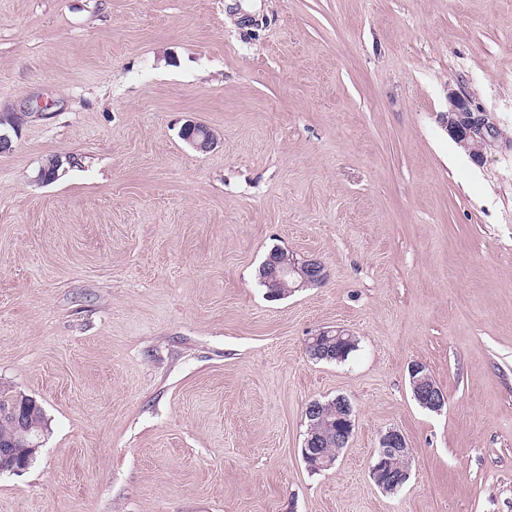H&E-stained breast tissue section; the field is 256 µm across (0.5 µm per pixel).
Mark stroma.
Wrapping results in <instances>:
<instances>
[{"label": "stroma", "instance_id": "35a3bbf8", "mask_svg": "<svg viewBox=\"0 0 512 512\" xmlns=\"http://www.w3.org/2000/svg\"><path fill=\"white\" fill-rule=\"evenodd\" d=\"M0 132V386L46 423L0 512H512V0H0ZM277 249L326 280L269 298ZM451 105V111L445 117L444 123L455 138L462 144H468L471 140L482 141L486 129L484 119L475 116L466 99L461 96L451 99ZM324 336H332L333 338H336V341L330 340L328 343L326 342L329 346H325V353H328L330 358L327 359L325 357H322L319 358L320 360L343 362L348 360L349 356L357 350L356 339L347 330L341 328H336V330H320L319 332L313 334L308 338L307 351L308 353H310L311 356L324 354V352L321 351L319 345L320 339ZM336 343L345 344L346 346L352 347L342 348L340 346H336ZM409 374L417 401L430 411H441L446 403L445 395L427 372L426 367L421 363H413ZM334 400L327 402H318L320 405V409L316 402H312L308 405L306 409V415H308V417L310 418L314 417L318 413L319 409V413L317 414V416L311 419V423L307 425V438L305 437L306 440L304 448H302L305 454L309 452L314 455L308 460V462L305 460V463L307 464L308 468L311 471L316 472L330 469L329 467L333 465V461H328L326 464L321 466L325 468L318 469L316 467L317 460L315 458V454H319L323 457H326L328 460L335 459L336 461V455L342 449L337 448L336 443L340 445H345L347 441L349 442V438L351 436V431L353 429L352 418L350 417L352 414L351 407L342 397L336 398V405H334ZM337 420H343L346 423L341 430L336 429ZM310 430H316L318 434L317 437L322 442L320 445L321 448H315V450L308 451V449L315 447V445L317 447L320 444V442L317 439L308 437ZM334 430H336V442L330 439V436L332 435V432ZM319 435L326 436V438L320 437ZM409 448L404 435L397 430L387 431L380 439V446L371 466L375 483L386 493L402 487L409 477Z\"/></svg>", "mask_w": 512, "mask_h": 512}]
</instances>
